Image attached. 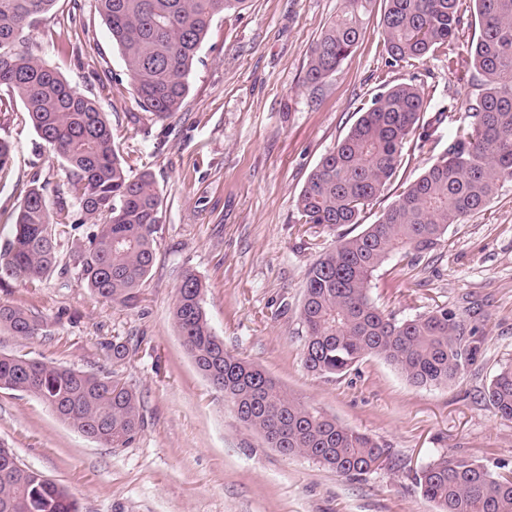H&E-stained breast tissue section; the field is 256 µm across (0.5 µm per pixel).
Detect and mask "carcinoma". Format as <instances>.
<instances>
[{
  "instance_id": "cac0c4a2",
  "label": "carcinoma",
  "mask_w": 512,
  "mask_h": 512,
  "mask_svg": "<svg viewBox=\"0 0 512 512\" xmlns=\"http://www.w3.org/2000/svg\"><path fill=\"white\" fill-rule=\"evenodd\" d=\"M57 0H0V89L19 100L37 133L35 149L62 160L65 189L51 212L43 190L31 186L18 207L12 233L0 247V282L35 283L58 266V227L76 230L91 220L77 246V279L97 297L132 305L151 271L162 222V199L152 173L134 174L112 139V129L91 98L24 49L26 32L48 20ZM122 52L142 111L164 121L182 106L187 78L213 17L248 0H93ZM368 0L346 8L310 49L307 80L336 73L363 35ZM385 0L382 38L386 65L434 55L478 26L467 58L448 57V70L465 63L481 82L448 150L373 224L342 238L306 274L300 320L307 371L338 375L367 356L380 357L410 383L446 386L474 362L479 346L445 307L398 320L369 296L379 267L393 256L419 258L445 242L448 230L482 210L512 180V0ZM413 83L386 86L310 173L296 208L311 229L358 224L364 206L395 178L406 140L427 143L432 122ZM205 284L182 276L172 320L196 368L224 396L243 426L285 457L305 456L340 476L374 472L388 453L370 436L290 396L258 364L224 348L203 307ZM42 329L35 315L0 302V330L29 339ZM112 364L130 354L127 342L105 345ZM0 389L42 400L62 421L108 448H129L145 428L136 392L115 375L64 368L25 354H0ZM496 416L512 421V364L486 388ZM0 448V512H80L66 488L40 472L8 461ZM435 512H512V476L493 475L467 458L440 456L415 477Z\"/></svg>"
}]
</instances>
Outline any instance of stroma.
<instances>
[{"instance_id":"1","label":"stroma","mask_w":512,"mask_h":512,"mask_svg":"<svg viewBox=\"0 0 512 512\" xmlns=\"http://www.w3.org/2000/svg\"><path fill=\"white\" fill-rule=\"evenodd\" d=\"M344 0H249L214 16L179 112H143L120 49L92 0H58L27 34L34 55L94 98L133 172L150 170L163 200L153 268L135 305L103 301L74 271L42 282L0 283V301L40 316L38 336L0 332V353H20L93 373L116 372L140 396L145 428L129 448H105L61 422L40 400L0 390V443L65 486L81 512H434L414 478L441 455L468 457L491 473L512 471V421L495 416L484 391L512 363V182L451 227L445 243L416 261L391 259L370 297L406 319L445 307L481 348L445 387H420L367 357L340 376L302 363L299 310L306 272L339 236L374 223L404 188L448 148L477 94L468 67L446 56L388 67L381 36L384 0H371L365 34L340 70L307 81L309 51ZM418 84L433 135L408 139L396 178L364 209L362 224L318 233L299 224L297 197L322 156L349 131L382 83ZM451 114H442V107ZM0 137L13 162L0 174V244L9 237L24 188L55 201L65 170L33 149L20 102L0 103ZM205 283L204 307L232 354L265 368L289 394L388 449L373 473L345 478L302 456H282L247 431L196 369L170 310L184 271ZM127 341L113 366L103 344Z\"/></svg>"}]
</instances>
